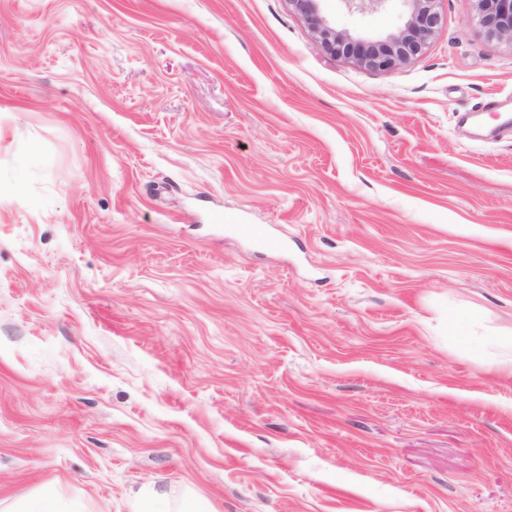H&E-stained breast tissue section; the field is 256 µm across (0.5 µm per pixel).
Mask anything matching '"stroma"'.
Wrapping results in <instances>:
<instances>
[{
    "label": "stroma",
    "instance_id": "stroma-1",
    "mask_svg": "<svg viewBox=\"0 0 512 512\" xmlns=\"http://www.w3.org/2000/svg\"><path fill=\"white\" fill-rule=\"evenodd\" d=\"M439 12L381 72L289 0H0V502L512 512V132L456 126L512 44ZM2 512H86L79 497H62L52 485L22 496L0 507Z\"/></svg>",
    "mask_w": 512,
    "mask_h": 512
}]
</instances>
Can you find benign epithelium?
<instances>
[{
    "label": "benign epithelium",
    "mask_w": 512,
    "mask_h": 512,
    "mask_svg": "<svg viewBox=\"0 0 512 512\" xmlns=\"http://www.w3.org/2000/svg\"><path fill=\"white\" fill-rule=\"evenodd\" d=\"M289 2L304 16L326 51L377 71H390L420 54L441 23L438 0H403L407 7L404 26L384 36L336 29L321 14V0ZM343 2L348 11L364 14L381 9L387 0ZM476 8L479 22L490 36L512 43V0H476Z\"/></svg>",
    "instance_id": "obj_1"
}]
</instances>
